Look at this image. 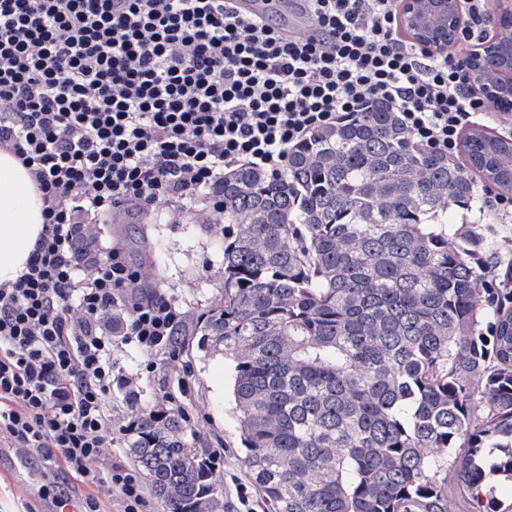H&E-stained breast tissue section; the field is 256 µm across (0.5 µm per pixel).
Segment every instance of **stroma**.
<instances>
[{
	"label": "stroma",
	"instance_id": "stroma-1",
	"mask_svg": "<svg viewBox=\"0 0 512 512\" xmlns=\"http://www.w3.org/2000/svg\"><path fill=\"white\" fill-rule=\"evenodd\" d=\"M103 239L120 238L133 265L150 269L149 279L173 299L187 318L198 317L219 302L224 284V254L215 230L191 217L172 218L154 211L126 215L123 223L105 225ZM112 394L116 409L113 431L129 422L123 383L135 378L146 402L170 395L185 407L192 426L209 443H222L219 472L224 482V512H265L246 475L234 405L229 393L231 367L221 355L194 350L178 360L147 354L135 343L114 340ZM0 512H61L50 481L28 488L13 472L10 459L0 458Z\"/></svg>",
	"mask_w": 512,
	"mask_h": 512
}]
</instances>
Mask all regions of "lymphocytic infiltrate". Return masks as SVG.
Wrapping results in <instances>:
<instances>
[{
	"label": "lymphocytic infiltrate",
	"instance_id": "1",
	"mask_svg": "<svg viewBox=\"0 0 512 512\" xmlns=\"http://www.w3.org/2000/svg\"><path fill=\"white\" fill-rule=\"evenodd\" d=\"M305 27L239 15L231 0H0V148L43 193L44 229L25 271L0 284V439L31 449L58 485L144 512L143 486L112 442V334L159 348L184 314L171 299L131 302L144 282L121 243L98 250L89 225L127 210L202 201L223 224L226 170L288 171L295 145L369 102L397 113L413 143L457 159L471 125L512 136L467 77L462 45L490 25L460 0V40L419 47L399 32V0H306Z\"/></svg>",
	"mask_w": 512,
	"mask_h": 512
}]
</instances>
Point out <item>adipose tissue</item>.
I'll list each match as a JSON object with an SVG mask.
<instances>
[{"instance_id":"ef3b65f1","label":"adipose tissue","mask_w":512,"mask_h":512,"mask_svg":"<svg viewBox=\"0 0 512 512\" xmlns=\"http://www.w3.org/2000/svg\"><path fill=\"white\" fill-rule=\"evenodd\" d=\"M43 225L41 191L20 161L0 150V283L25 270Z\"/></svg>"}]
</instances>
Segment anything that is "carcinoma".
Here are the masks:
<instances>
[{
    "mask_svg": "<svg viewBox=\"0 0 512 512\" xmlns=\"http://www.w3.org/2000/svg\"><path fill=\"white\" fill-rule=\"evenodd\" d=\"M464 155L412 145L377 103L293 147L284 177L224 173V294L162 349L231 363L269 512H512L486 484L512 482V224L450 212L479 179L512 193V139L473 131ZM124 400L161 512H224L185 409Z\"/></svg>",
    "mask_w": 512,
    "mask_h": 512,
    "instance_id": "cac0c4a2",
    "label": "carcinoma"
}]
</instances>
